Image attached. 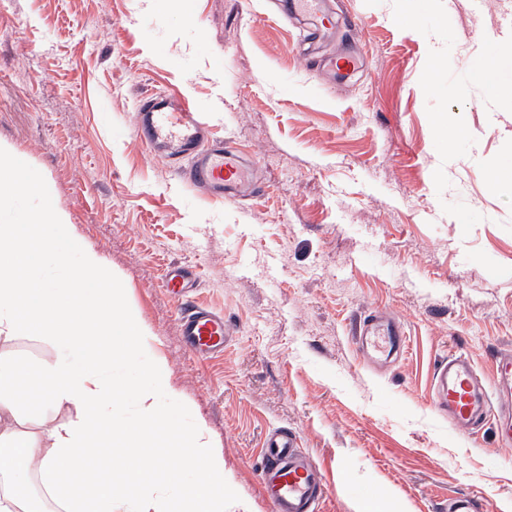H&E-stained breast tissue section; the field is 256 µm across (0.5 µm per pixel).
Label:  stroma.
<instances>
[{"instance_id":"obj_1","label":"stroma","mask_w":512,"mask_h":512,"mask_svg":"<svg viewBox=\"0 0 512 512\" xmlns=\"http://www.w3.org/2000/svg\"><path fill=\"white\" fill-rule=\"evenodd\" d=\"M512 0H330L367 68L328 82L300 24L268 0H0V144L121 280L224 458V512H275L262 487L268 434L293 432L323 477L318 512H448L466 495L512 512V447L469 437L431 406L455 352L492 383L512 348V51L497 36ZM491 70L479 82L475 73ZM183 95L258 165L266 192L210 202L135 130L141 99ZM458 123L454 139L443 136ZM197 266L195 301L230 334L187 349L168 263ZM371 310L406 332L380 368L354 345ZM121 431L99 456L116 490L157 445Z\"/></svg>"}]
</instances>
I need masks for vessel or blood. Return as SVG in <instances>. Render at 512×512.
Returning <instances> with one entry per match:
<instances>
[{
  "mask_svg": "<svg viewBox=\"0 0 512 512\" xmlns=\"http://www.w3.org/2000/svg\"><path fill=\"white\" fill-rule=\"evenodd\" d=\"M323 0H290L279 20L307 16L314 34L326 37L336 29L335 19L322 9ZM363 57L342 48L327 57L329 78L362 69ZM136 132L151 150L178 167L182 182L213 200H236L262 188L261 178L246 156L231 145L212 139L210 122L187 97L153 96L140 107ZM199 278L197 267L176 265L167 269L163 288L181 301L179 323L192 353L200 358L224 348L227 328L222 314L191 304L189 288ZM358 348L367 362L397 356L405 347V331L393 316L375 311L355 326ZM432 406L457 431L472 434L493 425L498 447H512V352L496 358L493 387H485L469 357L457 353L437 365L433 377ZM265 490L276 512H316L321 480L290 433L275 432L266 440L262 461Z\"/></svg>",
  "mask_w": 512,
  "mask_h": 512,
  "instance_id": "obj_1",
  "label": "vessel or blood"
}]
</instances>
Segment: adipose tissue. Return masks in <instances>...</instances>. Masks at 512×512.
Listing matches in <instances>:
<instances>
[{
  "label": "adipose tissue",
  "mask_w": 512,
  "mask_h": 512,
  "mask_svg": "<svg viewBox=\"0 0 512 512\" xmlns=\"http://www.w3.org/2000/svg\"><path fill=\"white\" fill-rule=\"evenodd\" d=\"M19 191L30 199L27 216L0 225V343L35 336L55 354L24 383L16 362L0 355V512H42L25 496L33 486L56 512H168L165 489L173 485L185 512H224V461L203 425L168 443L177 469H164L133 508L118 500L111 470L95 466L112 431L139 441L157 423L175 422L172 410L182 400L157 361L146 366L142 381L114 382L113 358L140 365L147 331L123 314L121 290L102 256L53 254L52 237L69 230L63 215L13 164L0 162V198ZM48 265L74 272L63 280L36 279ZM130 401L141 414L136 425L124 417ZM64 406L75 409L74 419L53 424L51 412Z\"/></svg>",
  "instance_id": "1"
}]
</instances>
